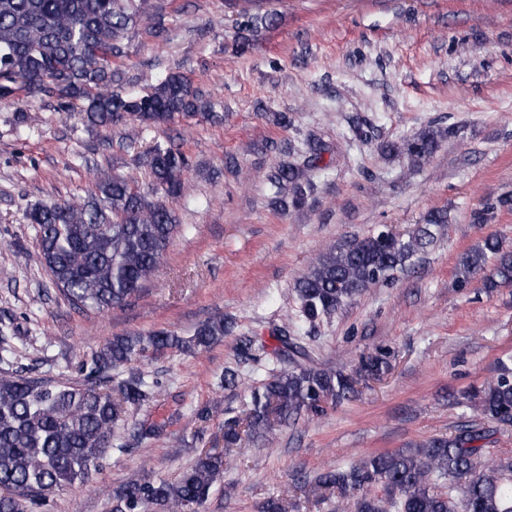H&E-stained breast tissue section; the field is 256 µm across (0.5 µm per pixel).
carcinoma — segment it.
<instances>
[{"label": "carcinoma", "mask_w": 512, "mask_h": 512, "mask_svg": "<svg viewBox=\"0 0 512 512\" xmlns=\"http://www.w3.org/2000/svg\"><path fill=\"white\" fill-rule=\"evenodd\" d=\"M237 7L239 27L253 35L278 24L279 13L263 0H228ZM157 0H0V99H60L62 120L70 104L84 103L85 122L107 127L135 120L144 127L194 116L224 122L180 74L162 79L145 95L112 89L122 72L114 63L127 57L130 30L158 35ZM428 131L398 145L419 164L435 152ZM265 175L269 205L285 211L303 203L311 186L307 173L288 161V147ZM151 194L124 177L97 179V192L84 200L41 202L26 210L44 266L60 294L81 311L103 312L125 304L144 290L158 271L178 230L169 201L183 196L187 155L178 146L154 142L146 157ZM447 223L441 211L404 236L386 227L339 241L319 252L295 284L299 312L310 322L334 316L363 291L396 281L428 252L434 228ZM493 264L484 287L512 282V250L498 235L466 251L456 265L457 285L466 287ZM234 329L217 316L182 338L160 329L149 334L114 336L85 367L84 381L33 378L9 367V350L0 346V512H32L56 492L86 483L108 453L124 454L132 442L161 433L163 424H136L132 440L114 438L131 408L152 401L158 381L143 373H124L132 361L169 349L195 353L211 348ZM278 346L258 350L288 364L271 371L251 389L245 416L224 413V447L245 434L266 438L275 427L323 414L356 396L358 386L380 379L391 351L377 347L352 372L320 368L297 358L302 346L282 329ZM470 398L480 420L467 421L447 436L414 448L369 456L358 464L321 473L315 489L354 503L356 512H512V456L487 448L497 429L512 426V368L502 365L495 381ZM224 471V455L200 454L173 480L138 476L109 493L111 512H189L201 506Z\"/></svg>", "instance_id": "carcinoma-1"}]
</instances>
